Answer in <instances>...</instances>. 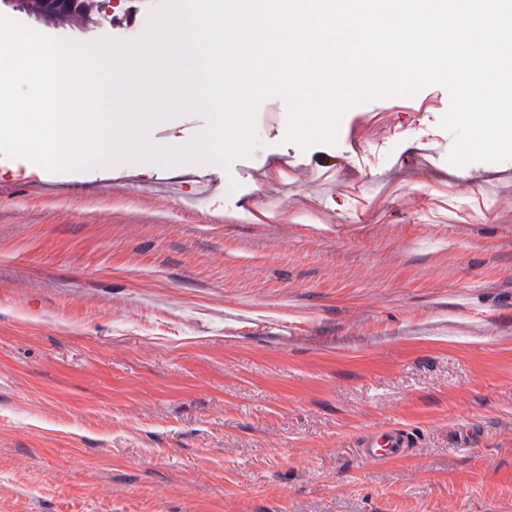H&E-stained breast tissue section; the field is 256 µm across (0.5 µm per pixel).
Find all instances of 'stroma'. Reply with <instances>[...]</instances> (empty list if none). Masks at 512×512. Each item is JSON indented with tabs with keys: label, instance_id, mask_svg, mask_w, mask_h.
I'll use <instances>...</instances> for the list:
<instances>
[{
	"label": "stroma",
	"instance_id": "35a3bbf8",
	"mask_svg": "<svg viewBox=\"0 0 512 512\" xmlns=\"http://www.w3.org/2000/svg\"><path fill=\"white\" fill-rule=\"evenodd\" d=\"M159 2L0 15L127 41ZM274 104L196 177L0 153V512H512V160L448 163L439 85L306 148ZM409 434L401 429H386L365 434L357 443V454L369 462L405 457L413 450Z\"/></svg>",
	"mask_w": 512,
	"mask_h": 512
}]
</instances>
